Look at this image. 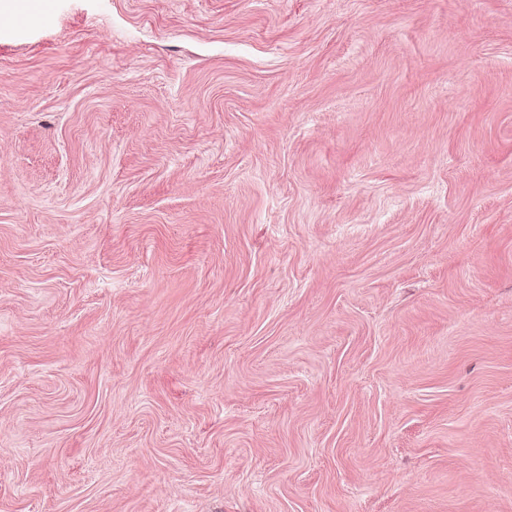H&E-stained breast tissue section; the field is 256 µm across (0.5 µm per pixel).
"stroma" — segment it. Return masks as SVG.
<instances>
[{
  "mask_svg": "<svg viewBox=\"0 0 512 512\" xmlns=\"http://www.w3.org/2000/svg\"><path fill=\"white\" fill-rule=\"evenodd\" d=\"M0 18V512H512V0Z\"/></svg>",
  "mask_w": 512,
  "mask_h": 512,
  "instance_id": "35a3bbf8",
  "label": "stroma"
}]
</instances>
